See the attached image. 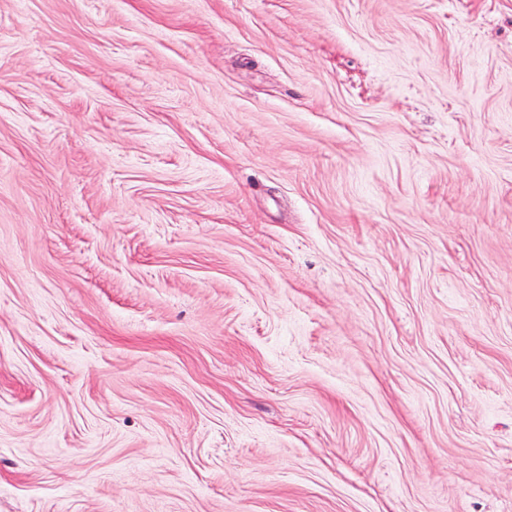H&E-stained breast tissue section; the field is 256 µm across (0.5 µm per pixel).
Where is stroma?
I'll return each instance as SVG.
<instances>
[{
	"mask_svg": "<svg viewBox=\"0 0 512 512\" xmlns=\"http://www.w3.org/2000/svg\"><path fill=\"white\" fill-rule=\"evenodd\" d=\"M0 512H512V0H0Z\"/></svg>",
	"mask_w": 512,
	"mask_h": 512,
	"instance_id": "1",
	"label": "stroma"
}]
</instances>
